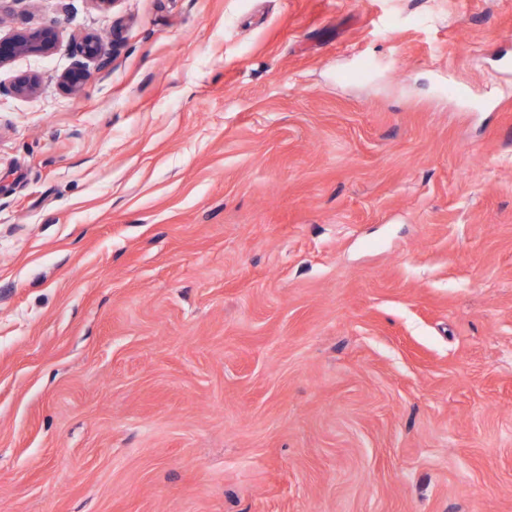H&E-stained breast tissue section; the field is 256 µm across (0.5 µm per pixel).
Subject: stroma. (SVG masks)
I'll list each match as a JSON object with an SVG mask.
<instances>
[{"label":"stroma","mask_w":512,"mask_h":512,"mask_svg":"<svg viewBox=\"0 0 512 512\" xmlns=\"http://www.w3.org/2000/svg\"><path fill=\"white\" fill-rule=\"evenodd\" d=\"M70 3L0 67V512H512V0ZM80 54L88 60H98L101 68H107L110 65V60L105 57L106 52L103 44L99 38L93 34L83 37L79 44Z\"/></svg>","instance_id":"obj_1"}]
</instances>
